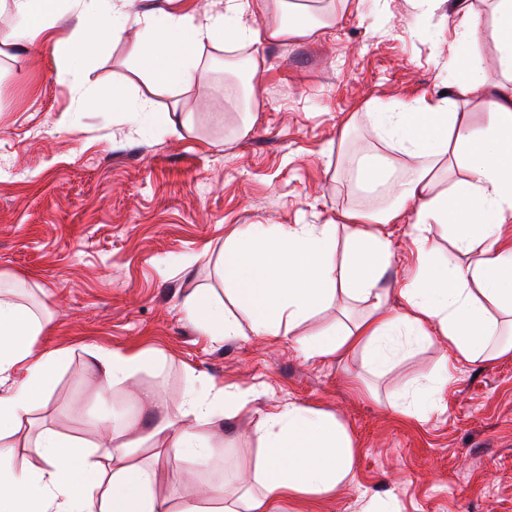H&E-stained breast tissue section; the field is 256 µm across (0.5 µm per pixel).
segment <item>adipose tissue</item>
Returning <instances> with one entry per match:
<instances>
[{
    "mask_svg": "<svg viewBox=\"0 0 512 512\" xmlns=\"http://www.w3.org/2000/svg\"><path fill=\"white\" fill-rule=\"evenodd\" d=\"M129 5L91 0L75 16L77 43L65 48L75 61L102 41L124 40L148 95L135 106L126 92H113L106 107L115 112H144L150 95L190 87L200 74L204 45L314 37L336 22L335 14L313 15L296 0H205L199 8L138 14ZM491 21L504 81L490 82L485 61L473 52L479 17L465 8L448 58L459 77L446 94L393 107L367 104L384 149L357 159L356 185L391 202L343 212L344 254L336 252L332 224H252L225 240L216 264L259 336L292 335L338 296L364 303L354 325L336 324L309 343L311 357L341 360L359 350L369 370L382 375L402 352L444 339L439 374L391 404L406 417L438 407L459 366L512 355V342L496 340L500 315L512 316V244L503 239L504 225L512 222V0H491ZM473 98L487 114L480 128L465 119ZM405 157L416 167L401 170ZM440 178L449 188H437ZM403 217L411 224L415 263L399 290L405 304L398 309L380 285L394 249L379 227ZM438 227L469 256L468 264L438 259ZM12 286V277L0 272V512H201L192 497L170 510L155 486L162 470L189 482L216 454L203 425L224 407L238 412L247 405L241 394L205 380L174 410L159 389L149 391L163 414L153 433L164 440L149 458L137 456L139 440L113 432L90 450L47 429L31 446L37 465L16 468L11 437L43 406L66 352L36 351L49 316L10 299ZM185 311L212 338L241 334L237 318L207 290L192 293ZM91 356L104 397L142 369L162 372L166 362L147 350H95ZM254 433L261 449L255 487L223 494L218 512H280L284 498L320 497L355 479L353 441L333 413L279 401L268 406Z\"/></svg>",
    "mask_w": 512,
    "mask_h": 512,
    "instance_id": "1",
    "label": "adipose tissue"
}]
</instances>
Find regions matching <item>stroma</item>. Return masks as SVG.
Segmentation results:
<instances>
[{
	"label": "stroma",
	"mask_w": 512,
	"mask_h": 512,
	"mask_svg": "<svg viewBox=\"0 0 512 512\" xmlns=\"http://www.w3.org/2000/svg\"><path fill=\"white\" fill-rule=\"evenodd\" d=\"M78 9L63 0L56 25L0 47V272L17 283L14 300L51 314L36 350L69 352L19 440L50 428L92 446L102 419L126 410L128 433L149 434L158 412L145 393L161 386L176 407L203 376L249 404L206 425L220 452L198 472V488L252 473L255 422L271 400H290L344 422L356 480L282 512H363L373 497L395 499L400 512H512V357L464 367L441 408L407 418L388 402L437 370L440 345L383 376L358 352L336 362L302 350L336 321L358 319L359 303L334 299L275 343L251 333L211 340L183 311L192 292L209 288L247 323L215 268L225 239L247 225L332 224L344 243L342 212L372 200L353 186V161L381 148L365 107L447 90L460 21L452 4L349 0L324 36L263 44L245 135L246 89L226 70L244 61L235 47L205 46V80L154 95L150 111L85 108V98L108 99L116 86L139 102L146 87L121 41L72 65L64 47ZM174 110L191 116L178 135L159 122ZM91 347L155 351L166 368L143 370L103 398Z\"/></svg>",
	"instance_id": "1"
}]
</instances>
